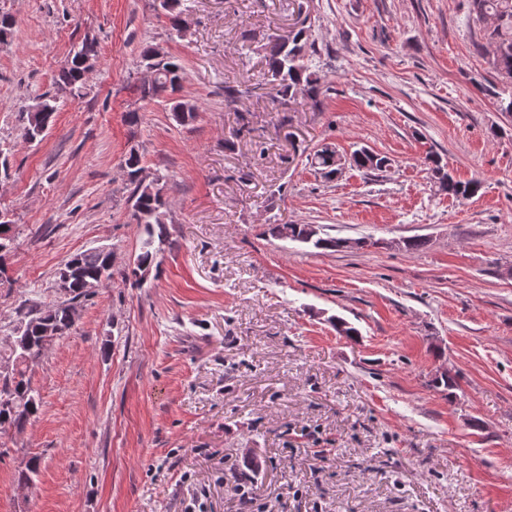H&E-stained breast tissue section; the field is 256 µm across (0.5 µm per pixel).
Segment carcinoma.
I'll use <instances>...</instances> for the list:
<instances>
[{"mask_svg": "<svg viewBox=\"0 0 512 512\" xmlns=\"http://www.w3.org/2000/svg\"><path fill=\"white\" fill-rule=\"evenodd\" d=\"M470 5L477 17L482 18L488 15L493 17V25L487 33L488 43L492 46L490 64L499 74L511 79L512 0H470ZM159 7L164 11L171 30L180 31L183 16L188 12L186 0H159ZM154 52L155 45L148 43L143 44L140 50L143 66L155 68V76L139 85L140 97L151 100L168 99L169 111L179 124L195 120L197 107L173 97L184 81L185 68L182 60L169 53L164 59L156 60ZM311 53H315V46L310 42L309 30L304 24L300 25L295 35V42L288 50H283L272 40L268 42L265 58L266 80L271 87L272 103L283 106L302 94L307 96L312 108H320V95L323 93V88L327 86V81L310 70L308 57ZM99 58L97 44L87 39L69 51L54 79L56 93L40 97L39 109L21 113L24 136L34 141L43 136L54 123L60 95L81 98L88 94V87L84 81L83 63L87 59L96 62ZM249 92L250 85L245 81L235 86H226L224 102L229 106ZM309 160L325 180L331 181L336 178V151L331 147L321 146L309 155ZM351 161L356 168L365 171H380L388 165L386 157L370 153L365 148L353 152ZM428 162L431 164L432 177L438 184L439 192L459 201H466L480 191V181H458L441 166L439 159L430 157ZM124 168L127 185L131 187V196L134 200L130 220L135 224L145 225L146 238L142 241L140 252L136 255L133 264L124 270L123 278L139 284L144 281L153 267L157 266L160 245L166 242L163 227L166 202L163 195L164 186L161 185L164 177L157 175L149 181L141 177L144 166L140 146L137 144L132 145L126 152ZM269 231L275 237L286 236L294 241L309 243L321 250L339 251L350 247L348 241L325 236L319 227L312 224L288 226L273 224ZM75 257L78 261V274L65 286L56 284L61 300L52 305H45L28 298L23 300L17 308L16 324L24 328L28 349L27 358H19V353L15 351V341L9 338L5 340V344L0 345V362L10 360L15 364L13 385L16 401L14 408L5 413L0 411L1 436L9 431L23 433L40 411V395L32 385L29 371L32 363L41 357L42 340L47 336L61 338L70 333L73 325L68 319L67 309L72 303H79L85 298L82 293L83 282L96 280L102 275L109 279L113 276L110 254L96 248H89L75 254Z\"/></svg>", "mask_w": 512, "mask_h": 512, "instance_id": "carcinoma-1", "label": "carcinoma"}]
</instances>
